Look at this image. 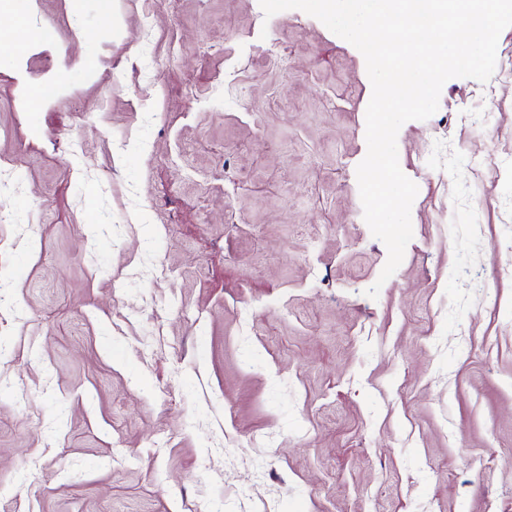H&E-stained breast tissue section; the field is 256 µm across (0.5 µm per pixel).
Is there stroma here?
Returning a JSON list of instances; mask_svg holds the SVG:
<instances>
[{
  "instance_id": "obj_1",
  "label": "stroma",
  "mask_w": 512,
  "mask_h": 512,
  "mask_svg": "<svg viewBox=\"0 0 512 512\" xmlns=\"http://www.w3.org/2000/svg\"><path fill=\"white\" fill-rule=\"evenodd\" d=\"M0 8L52 36L0 69V512H512V83L401 127L382 283L371 83L318 19Z\"/></svg>"
}]
</instances>
